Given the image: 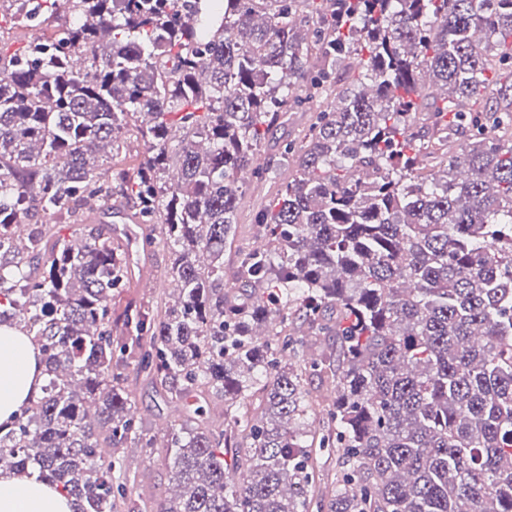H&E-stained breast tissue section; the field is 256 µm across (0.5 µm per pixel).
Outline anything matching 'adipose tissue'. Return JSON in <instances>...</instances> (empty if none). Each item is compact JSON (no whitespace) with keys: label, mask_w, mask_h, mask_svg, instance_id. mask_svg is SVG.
<instances>
[{"label":"adipose tissue","mask_w":512,"mask_h":512,"mask_svg":"<svg viewBox=\"0 0 512 512\" xmlns=\"http://www.w3.org/2000/svg\"><path fill=\"white\" fill-rule=\"evenodd\" d=\"M41 356L28 336L0 327V421L18 412L42 385ZM0 512H72L71 502L37 478L0 471Z\"/></svg>","instance_id":"adipose-tissue-1"}]
</instances>
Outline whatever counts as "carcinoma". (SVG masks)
Listing matches in <instances>:
<instances>
[{
  "mask_svg": "<svg viewBox=\"0 0 512 512\" xmlns=\"http://www.w3.org/2000/svg\"><path fill=\"white\" fill-rule=\"evenodd\" d=\"M4 7L73 22L0 65V326L45 370L0 423V469L122 512L131 443L176 487L143 512H310L317 448L336 457L326 512H512V0ZM340 69L232 290L238 174ZM133 129L140 167L104 169ZM119 197L171 259L160 303L116 316L129 244L86 224L49 243L40 224ZM130 367L181 407L161 441Z\"/></svg>",
  "mask_w": 512,
  "mask_h": 512,
  "instance_id": "1",
  "label": "carcinoma"
}]
</instances>
